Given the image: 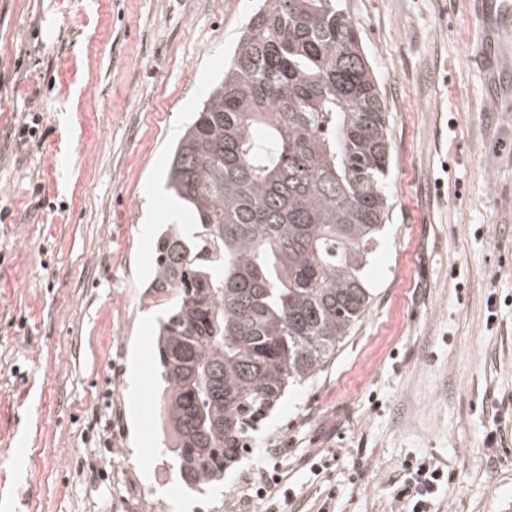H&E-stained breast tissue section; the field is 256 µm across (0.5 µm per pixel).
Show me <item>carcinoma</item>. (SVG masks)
I'll return each instance as SVG.
<instances>
[{
	"instance_id": "1",
	"label": "carcinoma",
	"mask_w": 512,
	"mask_h": 512,
	"mask_svg": "<svg viewBox=\"0 0 512 512\" xmlns=\"http://www.w3.org/2000/svg\"><path fill=\"white\" fill-rule=\"evenodd\" d=\"M389 168L359 25L337 0H263L173 152L166 188L195 222L156 240L158 369L187 490L223 482L363 316Z\"/></svg>"
}]
</instances>
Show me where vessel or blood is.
<instances>
[{"label": "vessel or blood", "instance_id": "b4317fda", "mask_svg": "<svg viewBox=\"0 0 512 512\" xmlns=\"http://www.w3.org/2000/svg\"><path fill=\"white\" fill-rule=\"evenodd\" d=\"M481 30L476 56L487 71L486 93L501 109L512 107V0H467Z\"/></svg>", "mask_w": 512, "mask_h": 512}]
</instances>
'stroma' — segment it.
<instances>
[{"mask_svg":"<svg viewBox=\"0 0 512 512\" xmlns=\"http://www.w3.org/2000/svg\"><path fill=\"white\" fill-rule=\"evenodd\" d=\"M341 6L391 144L371 302L194 494L153 414L163 307L141 226L190 223L171 151L255 0H0V512H259L244 480L274 463L292 512H402L423 461L448 479L431 512H512V110L487 101L463 0Z\"/></svg>","mask_w":512,"mask_h":512,"instance_id":"35a3bbf8","label":"stroma"}]
</instances>
